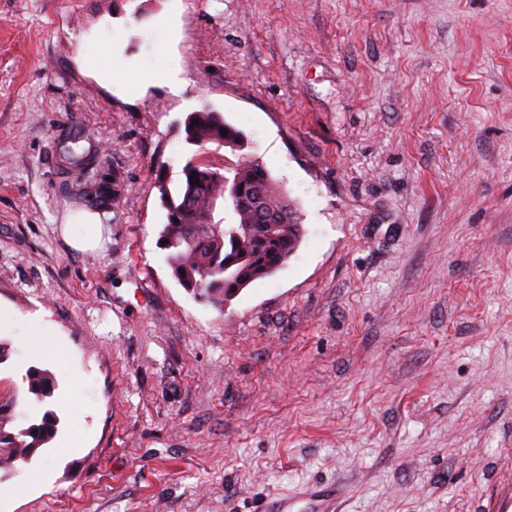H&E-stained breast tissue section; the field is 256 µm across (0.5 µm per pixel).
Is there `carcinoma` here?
<instances>
[{
    "mask_svg": "<svg viewBox=\"0 0 512 512\" xmlns=\"http://www.w3.org/2000/svg\"><path fill=\"white\" fill-rule=\"evenodd\" d=\"M199 124L192 125V120ZM227 135H222V131ZM185 141L198 147L182 167L179 186L172 190L164 179H159V193L167 210L160 240L165 242L167 262L177 282L200 300L216 307H224V296L236 285L248 286L255 280L274 275L284 265L283 259L293 255L302 239L298 208L274 182L267 169L252 157H237L232 163H207L200 159L209 145L234 141L242 145L243 135L228 124L223 116L207 106L188 114L184 121ZM82 137L74 136L63 142L60 151L69 165L86 169L93 164L89 153L81 145ZM198 178L193 185L190 179ZM237 186L232 207L223 218L209 221L211 201L224 195L225 181ZM127 191L120 180L94 182L95 197L116 200ZM288 209V223L267 230L246 227L260 223V216H270ZM24 381L27 391L38 402L53 397L56 388L52 373L47 369L31 367ZM59 419L47 410L41 418L18 432L4 427L0 415V464L4 457H28L48 444L56 435Z\"/></svg>",
    "mask_w": 512,
    "mask_h": 512,
    "instance_id": "cac0c4a2",
    "label": "carcinoma"
}]
</instances>
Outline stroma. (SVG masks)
<instances>
[{"label": "stroma", "instance_id": "obj_1", "mask_svg": "<svg viewBox=\"0 0 512 512\" xmlns=\"http://www.w3.org/2000/svg\"><path fill=\"white\" fill-rule=\"evenodd\" d=\"M203 104L304 227L220 310L158 244L156 180L178 186ZM77 133L118 201L63 162ZM84 211L100 250L61 233ZM32 321L49 334L30 347ZM0 342L11 428L60 419L0 470V512H260L336 483L342 512H493L512 480V0H0ZM24 381L27 391L38 402H44L52 398L56 388L54 378L49 370L38 367H30L25 374Z\"/></svg>", "mask_w": 512, "mask_h": 512}]
</instances>
